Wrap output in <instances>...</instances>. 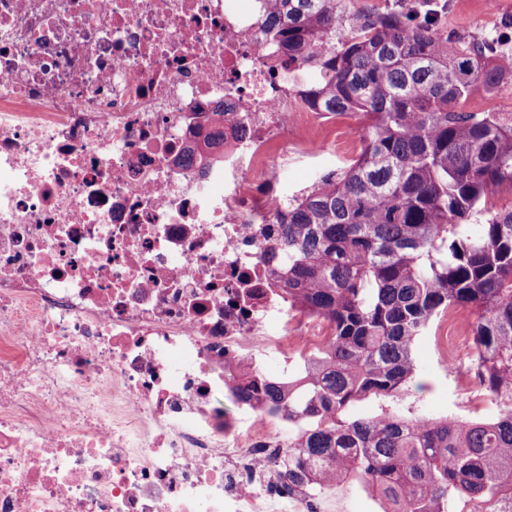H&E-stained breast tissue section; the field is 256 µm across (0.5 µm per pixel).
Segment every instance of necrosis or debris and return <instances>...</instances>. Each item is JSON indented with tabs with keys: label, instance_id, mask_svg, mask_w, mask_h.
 <instances>
[{
	"label": "necrosis or debris",
	"instance_id": "obj_1",
	"mask_svg": "<svg viewBox=\"0 0 512 512\" xmlns=\"http://www.w3.org/2000/svg\"><path fill=\"white\" fill-rule=\"evenodd\" d=\"M262 6L0 0V512H313L238 398L332 335L274 277L328 144ZM224 149V130L209 133L204 139L202 151L192 150L190 154L183 157L185 165H192L194 162H202L206 155H214Z\"/></svg>",
	"mask_w": 512,
	"mask_h": 512
}]
</instances>
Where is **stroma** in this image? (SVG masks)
I'll list each match as a JSON object with an SVG mask.
<instances>
[{"label": "stroma", "mask_w": 512, "mask_h": 512, "mask_svg": "<svg viewBox=\"0 0 512 512\" xmlns=\"http://www.w3.org/2000/svg\"><path fill=\"white\" fill-rule=\"evenodd\" d=\"M512 19V0H496L487 9L486 0H448L436 23L440 32L467 42H484L497 37L501 22ZM332 152L322 158L289 160L279 179L289 192L307 193L326 173L344 168L361 150L356 119L326 118L317 130ZM470 313L459 309L438 315L413 345L414 377L386 397H371L354 403L346 419L397 412L405 416L492 420L505 406L504 399L491 395L480 385L470 359ZM332 512H382L378 501L358 481L349 480L327 490Z\"/></svg>", "instance_id": "obj_1"}]
</instances>
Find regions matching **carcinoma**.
Instances as JSON below:
<instances>
[{
    "label": "carcinoma",
    "instance_id": "carcinoma-1",
    "mask_svg": "<svg viewBox=\"0 0 512 512\" xmlns=\"http://www.w3.org/2000/svg\"><path fill=\"white\" fill-rule=\"evenodd\" d=\"M353 0H264L259 19L288 62L310 64L316 112L360 124L361 152L278 220L291 305L326 318L334 336L286 380L257 378L240 398L283 408L288 481L360 480L383 512H512V209L477 238L462 221L493 189H512V113L467 112L480 90H512V69L484 45L440 34L400 11L365 15ZM224 149V132L183 157ZM474 318L471 357L480 384L508 404L494 421L345 420L352 403L386 397L412 379L415 339L450 308Z\"/></svg>",
    "mask_w": 512,
    "mask_h": 512
}]
</instances>
